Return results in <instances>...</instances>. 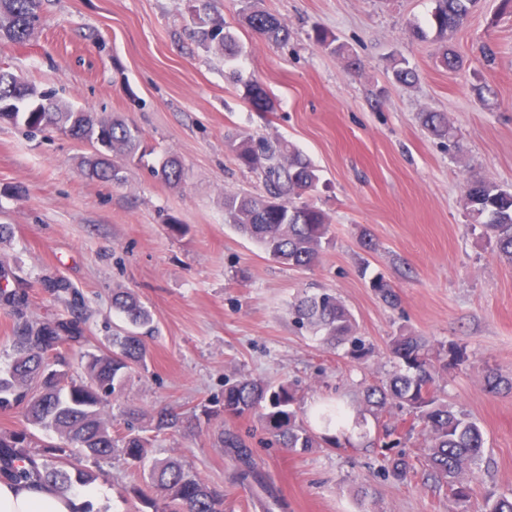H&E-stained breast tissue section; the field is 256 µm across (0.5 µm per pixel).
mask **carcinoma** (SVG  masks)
I'll use <instances>...</instances> for the list:
<instances>
[{
    "mask_svg": "<svg viewBox=\"0 0 512 512\" xmlns=\"http://www.w3.org/2000/svg\"><path fill=\"white\" fill-rule=\"evenodd\" d=\"M480 0H436L433 14L437 39L447 42L448 34L459 29ZM42 0H0V41L19 43L29 37L40 20ZM197 18L192 20L198 42L207 50L232 61L241 52L235 33L224 19L212 12L210 0H196ZM244 19L254 34L275 42L288 41V28L280 19L251 5L243 7ZM314 41L331 53H340L336 36L317 30ZM393 79L411 84L416 70L404 59L391 64ZM37 86L21 83L17 74L0 69V124L22 125L32 132L51 128L88 144L93 155L85 161L84 173L102 182L123 179L121 169L111 162L124 156L143 163L151 154L142 132L121 116L98 115L76 108L47 94L51 108L38 110ZM245 98L258 111H274V101L256 81L245 84ZM420 120L433 136H448V119L442 112H423ZM228 147L236 163L259 173L264 192L224 194V216L228 224L255 241L274 260L292 268L308 270L319 260L328 240V216L307 196L319 182L317 169L302 153L284 143L256 142L250 136H235ZM157 176L177 185L183 177L179 159L170 155L158 168ZM464 206L473 223L485 228L497 257L512 263V189L485 179H470ZM41 288L62 301L67 315L41 320L28 313L24 290H0V304L13 318L11 362L0 374V407H19L23 426L0 433V478L25 483H46L67 496L76 486L97 479L96 469L106 459H118L126 468L137 470L154 447L153 438L143 434L137 421L143 413L126 406L119 413L112 403L125 397L131 375L147 367L148 349L144 338L152 331L153 314L139 295L129 288L112 289V309L122 314L126 328L113 330L110 346L84 355V378L69 375V363L60 349L80 347L86 341L84 296L67 279L47 276ZM370 288L388 305L398 296L382 276L370 281ZM295 323L321 337L323 344L346 348L355 360L369 356L372 347L357 336L355 319L334 294L326 291L301 298L292 308ZM389 352L397 369L386 383L370 385L365 403L377 411L388 406L406 410L420 429L425 442V462L436 481L448 487L449 512H466L474 495L468 477L482 460L485 439L478 424L464 411L445 402L438 382L448 371V359L460 349L442 344L430 348L418 336L401 334L391 339ZM297 389L283 381L272 384L246 376L224 384V398L217 409L207 403L189 412L175 409L150 417L156 433H179L201 422L224 416L228 421L243 416L257 419L269 436V443L297 454H308L331 443L306 426L300 417ZM49 431L52 441L37 444L32 429ZM221 446L233 466V478L259 489L252 508L271 512L279 498L266 484L253 462L252 449L235 429L220 430ZM391 474L407 479L413 466L404 457L388 460ZM133 512H225L224 488L212 485L191 472L177 459H156L139 484L129 486ZM485 512H512V496L490 495Z\"/></svg>",
    "mask_w": 512,
    "mask_h": 512,
    "instance_id": "cac0c4a2",
    "label": "carcinoma"
}]
</instances>
